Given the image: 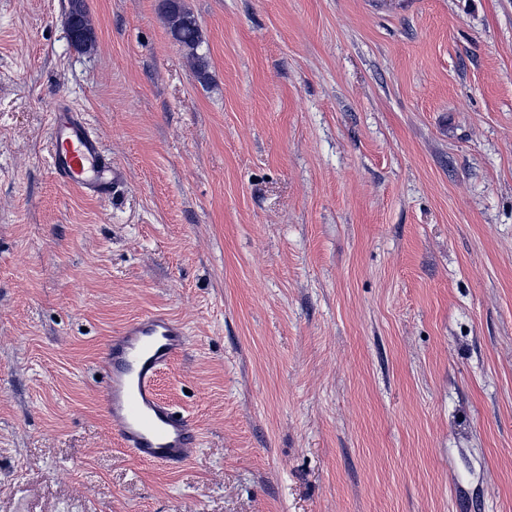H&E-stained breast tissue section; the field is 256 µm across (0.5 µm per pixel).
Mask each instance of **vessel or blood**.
<instances>
[{
    "mask_svg": "<svg viewBox=\"0 0 512 512\" xmlns=\"http://www.w3.org/2000/svg\"><path fill=\"white\" fill-rule=\"evenodd\" d=\"M49 128L51 167L63 183L98 194L123 180V171L106 161L81 112L62 106L51 113ZM188 343L178 318L148 311L109 336L99 358L102 407L113 434L138 462L176 467L201 444L194 422L177 416L158 389L162 371Z\"/></svg>",
    "mask_w": 512,
    "mask_h": 512,
    "instance_id": "obj_1",
    "label": "vessel or blood"
}]
</instances>
